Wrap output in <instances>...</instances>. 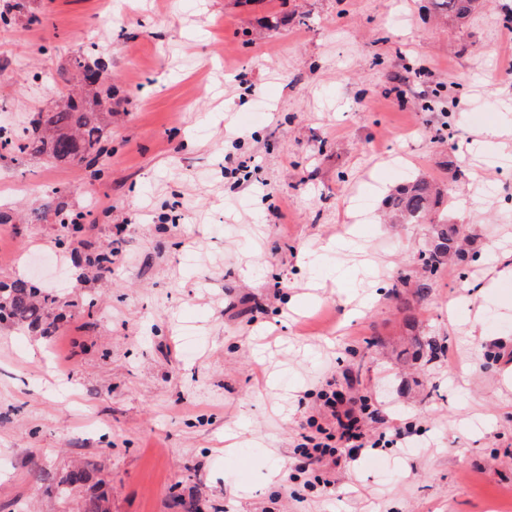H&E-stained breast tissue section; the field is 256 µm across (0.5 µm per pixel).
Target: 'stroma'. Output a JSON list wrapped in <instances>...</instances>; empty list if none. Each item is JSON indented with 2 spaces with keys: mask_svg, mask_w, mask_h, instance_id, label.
I'll return each instance as SVG.
<instances>
[{
  "mask_svg": "<svg viewBox=\"0 0 512 512\" xmlns=\"http://www.w3.org/2000/svg\"><path fill=\"white\" fill-rule=\"evenodd\" d=\"M30 3L0 27V108H54L92 42L116 94L100 177L0 159V280L64 313L49 339L0 328V512H80L47 491L79 461L112 512H512V283L480 290L512 255V0L461 27L427 0ZM417 177L473 240L423 299L390 286L427 225L380 221ZM107 248L111 272L79 266ZM330 383L377 409L369 434H412L309 491L296 445Z\"/></svg>",
  "mask_w": 512,
  "mask_h": 512,
  "instance_id": "1",
  "label": "stroma"
}]
</instances>
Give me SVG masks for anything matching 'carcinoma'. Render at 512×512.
Segmentation results:
<instances>
[{"mask_svg": "<svg viewBox=\"0 0 512 512\" xmlns=\"http://www.w3.org/2000/svg\"><path fill=\"white\" fill-rule=\"evenodd\" d=\"M436 11L462 22L479 7L480 0H431ZM27 21H39L29 0H5L0 4V25L9 26L18 15ZM67 93L59 105L48 112H35L28 117L23 132L10 139L0 137V157L4 154L45 155L59 165L84 163L88 167L104 165L112 154L107 145L105 128L112 118V72L90 47L70 61V78L65 80ZM448 192L426 179H415L397 187L386 199L385 206L392 224H430L436 245L420 255L421 277L415 282L407 278L392 286L396 296L404 288L415 289L417 295L430 293L437 274L456 258H465L461 242L468 239L462 224L447 219L434 221L432 214L448 205ZM59 296L35 283L16 279L0 281V325L26 328L41 335H54L56 323L63 318L57 312ZM71 485L87 488L81 512H110V498L103 482L95 479L94 470L75 468Z\"/></svg>", "mask_w": 512, "mask_h": 512, "instance_id": "obj_1", "label": "carcinoma"}]
</instances>
